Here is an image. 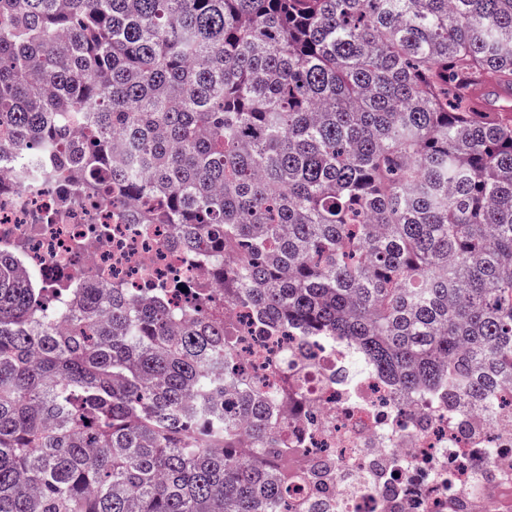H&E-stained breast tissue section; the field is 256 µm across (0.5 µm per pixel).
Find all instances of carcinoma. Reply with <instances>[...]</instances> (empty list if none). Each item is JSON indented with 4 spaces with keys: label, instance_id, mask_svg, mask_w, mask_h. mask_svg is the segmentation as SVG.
Segmentation results:
<instances>
[{
    "label": "carcinoma",
    "instance_id": "cac0c4a2",
    "mask_svg": "<svg viewBox=\"0 0 512 512\" xmlns=\"http://www.w3.org/2000/svg\"><path fill=\"white\" fill-rule=\"evenodd\" d=\"M223 293L45 304L0 252V512H286L288 409L233 323L339 336L406 397L512 382V0H0V133Z\"/></svg>",
    "mask_w": 512,
    "mask_h": 512
}]
</instances>
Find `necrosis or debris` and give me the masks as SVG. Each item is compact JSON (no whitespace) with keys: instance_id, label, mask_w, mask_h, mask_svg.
Returning a JSON list of instances; mask_svg holds the SVG:
<instances>
[{"instance_id":"1","label":"necrosis or debris","mask_w":512,"mask_h":512,"mask_svg":"<svg viewBox=\"0 0 512 512\" xmlns=\"http://www.w3.org/2000/svg\"><path fill=\"white\" fill-rule=\"evenodd\" d=\"M0 251L47 288L115 281L140 295L164 289L182 304L196 288L218 286L206 265L176 257L170 225L134 223L125 202L47 182L38 161L0 173ZM231 313L249 378L279 389L287 357L300 375L294 389L306 404L289 414L288 435L308 459L290 512H512V411L459 413L428 399L402 415L383 378H339L348 351L340 340L302 343L284 327L261 332L252 309Z\"/></svg>"}]
</instances>
